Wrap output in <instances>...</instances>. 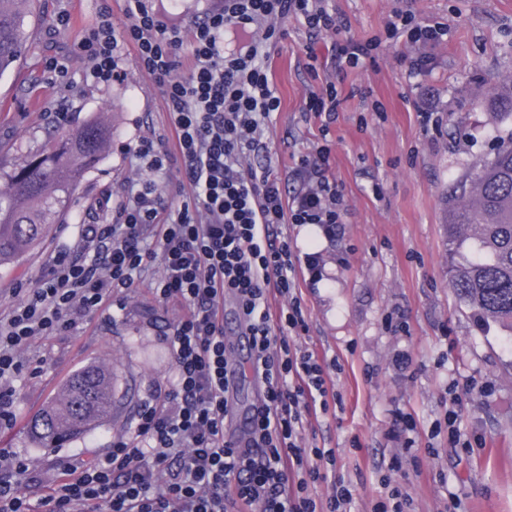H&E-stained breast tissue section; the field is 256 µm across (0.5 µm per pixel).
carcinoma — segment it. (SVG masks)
Returning a JSON list of instances; mask_svg holds the SVG:
<instances>
[{"label":"carcinoma","instance_id":"obj_1","mask_svg":"<svg viewBox=\"0 0 512 512\" xmlns=\"http://www.w3.org/2000/svg\"><path fill=\"white\" fill-rule=\"evenodd\" d=\"M34 0H0V76L25 53ZM488 108L512 119V81L486 94ZM112 125L97 117L53 138L17 161H0V269L43 240L71 210L85 173L105 155ZM448 285L455 299L512 341V131L493 156L473 166L448 194ZM112 368L95 363L75 372L36 413L27 434L37 448H57L112 416Z\"/></svg>","mask_w":512,"mask_h":512}]
</instances>
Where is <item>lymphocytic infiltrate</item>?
I'll return each instance as SVG.
<instances>
[{
  "instance_id": "obj_1",
  "label": "lymphocytic infiltrate",
  "mask_w": 512,
  "mask_h": 512,
  "mask_svg": "<svg viewBox=\"0 0 512 512\" xmlns=\"http://www.w3.org/2000/svg\"><path fill=\"white\" fill-rule=\"evenodd\" d=\"M127 17L118 30L102 13L76 53L92 61L93 78L120 83L118 44H134L162 90L168 131L133 148L148 176L113 207L110 223L89 226L55 254L35 287L0 316V422L14 417L5 382L30 340L76 328L154 265L156 298L183 309L161 338L173 379L142 403L133 431L100 456L64 464L38 503L26 493L36 472L0 448V512H352L353 489L337 472L334 449L309 442L313 417L341 402L333 379L341 366L297 343L308 322L282 231L286 224L341 223L343 194L324 171L331 149L298 158L303 187L289 198L272 165L251 163L267 152L266 124L280 107L267 60L285 22L301 20L312 39L348 23L328 0H224L187 30L169 26L152 0H130ZM233 32L247 40L225 49ZM447 34L445 25L400 10L384 35L334 43L336 66L363 67L386 39L423 49ZM183 53L191 61L184 77L176 73ZM176 165L184 179L169 197L156 178ZM228 296L249 342L248 368L263 385L243 445L226 429L233 389Z\"/></svg>"
}]
</instances>
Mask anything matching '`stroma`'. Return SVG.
<instances>
[{
  "label": "stroma",
  "instance_id": "35a3bbf8",
  "mask_svg": "<svg viewBox=\"0 0 512 512\" xmlns=\"http://www.w3.org/2000/svg\"><path fill=\"white\" fill-rule=\"evenodd\" d=\"M127 6V0H40L25 56L17 70L0 76V146L9 157L92 116L120 128L77 191L80 219L53 225L0 276V314L16 304L17 289L46 272L58 250L90 225L107 223V200H120L141 175L130 145L167 132L161 90L131 44L120 49L127 73L120 84L92 80L90 61L74 54L102 12H111L119 27ZM409 6L421 21L448 27L443 42L426 48L428 64L418 77L408 71L416 51L404 43H382L371 65L345 73L336 68L332 37L312 43L300 20L286 22L287 35L267 62L281 105L266 125L269 152L254 162L272 164L290 196L302 186L294 157L331 148L326 175L343 191V223L330 231L319 224L286 230L309 323L305 341L342 366L334 376L342 408L321 418L317 443L334 449L339 473L354 489V512H370L383 492L385 461L405 450L396 424L401 412L417 424L418 461L404 465L413 512H440L451 494L464 512H512V347L497 328L477 325L448 287L445 204L472 164L492 156L505 130L485 95L512 79V0H329L356 41L383 34L389 15ZM62 13L69 25L54 28ZM319 80L335 83L341 101L329 125L304 109ZM58 106L66 110L59 126L46 117L47 108ZM425 112L431 123L422 120ZM156 276L146 271L122 305L77 329L35 338L24 352L15 417L0 424V448L27 460L43 480L56 478L67 458L106 452L113 437L135 427L148 394L166 386L170 357L159 336L181 309L158 302ZM399 322L408 332L396 330ZM91 362L114 370L111 419L63 447H32L28 419ZM453 382L464 427L485 437L483 447L458 457L447 434H431L448 412ZM430 446L438 456L427 454Z\"/></svg>",
  "mask_w": 512,
  "mask_h": 512
}]
</instances>
